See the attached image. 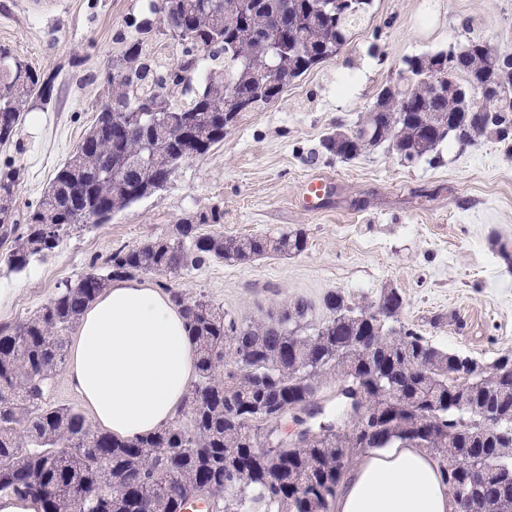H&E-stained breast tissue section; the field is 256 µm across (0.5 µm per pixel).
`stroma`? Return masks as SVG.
Listing matches in <instances>:
<instances>
[{"mask_svg": "<svg viewBox=\"0 0 512 512\" xmlns=\"http://www.w3.org/2000/svg\"><path fill=\"white\" fill-rule=\"evenodd\" d=\"M141 0H0V46L53 78L47 105L27 112L16 145L0 148L22 177L15 218L24 221L83 135L105 96L115 39ZM478 37L512 52V0H374L348 46L288 85L271 106L243 112L223 142L182 163L167 184L113 215L63 235L19 272L0 262V325L35 313L64 283L106 255L173 234L190 214L220 207L214 230L244 236L300 229L305 252L247 264L209 260L176 287L204 294L240 320L331 290L353 302L393 287L402 320L436 345L492 362L512 350V152L480 140L440 162H400L381 147L344 163L321 140L368 112L403 58ZM322 174L333 188L306 210L302 185Z\"/></svg>", "mask_w": 512, "mask_h": 512, "instance_id": "35a3bbf8", "label": "stroma"}]
</instances>
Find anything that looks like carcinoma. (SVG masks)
Instances as JSON below:
<instances>
[{
    "mask_svg": "<svg viewBox=\"0 0 512 512\" xmlns=\"http://www.w3.org/2000/svg\"><path fill=\"white\" fill-rule=\"evenodd\" d=\"M146 0L143 15L118 32L108 95L73 154L58 168L24 225L12 220L21 168L0 166V242L16 270L53 250L65 231L94 216L102 224L163 187L176 168L224 141V116L275 103L288 84L337 56L373 0H345L322 12L317 0ZM177 61H167V48ZM408 56L382 86L368 123L341 126L323 153L352 160L381 144L412 162L440 158L448 142L512 140V81L499 53L479 39ZM205 70L201 81L198 72ZM491 92L482 115L461 107L459 89ZM52 78L0 47V146L13 143L24 114L50 102ZM152 108L154 125L130 116ZM224 223L218 207L182 219L171 237L121 247L94 270L58 289L33 316L0 326V500L35 512H185L188 498L213 512H333L349 462L369 448L336 429L333 415L305 438H283L277 421L296 406L322 413L324 381L363 388L362 422L379 445L424 449L460 490L468 512H512V353L462 378L460 355L402 322V293L384 288L351 305L329 292L316 317L298 299L243 322L162 278L209 259L245 263L301 254L300 229L246 236L203 232ZM160 277L181 307L195 352V380L175 420L136 440L94 426L50 393L64 364L66 334L117 277Z\"/></svg>",
    "mask_w": 512,
    "mask_h": 512,
    "instance_id": "obj_1",
    "label": "carcinoma"
}]
</instances>
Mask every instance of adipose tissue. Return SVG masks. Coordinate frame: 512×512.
Returning <instances> with one entry per match:
<instances>
[{"label": "adipose tissue", "instance_id": "adipose-tissue-1", "mask_svg": "<svg viewBox=\"0 0 512 512\" xmlns=\"http://www.w3.org/2000/svg\"><path fill=\"white\" fill-rule=\"evenodd\" d=\"M69 381L99 425L134 439L172 423L195 376L179 307L160 289L126 279L85 311L71 347ZM336 512H457L437 462L394 444L345 474Z\"/></svg>", "mask_w": 512, "mask_h": 512}]
</instances>
